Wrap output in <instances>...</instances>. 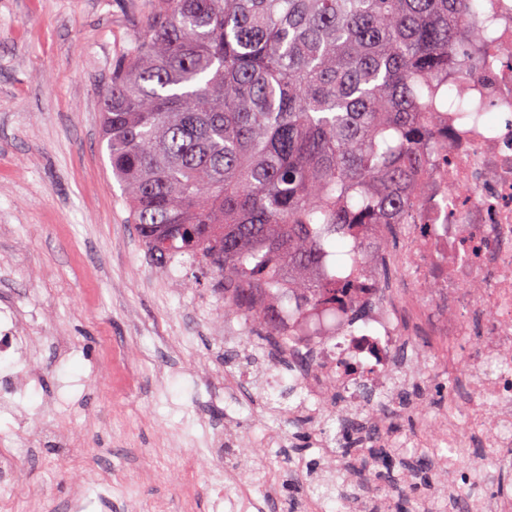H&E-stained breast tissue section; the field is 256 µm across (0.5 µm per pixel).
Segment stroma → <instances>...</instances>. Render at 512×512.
<instances>
[{
	"label": "stroma",
	"mask_w": 512,
	"mask_h": 512,
	"mask_svg": "<svg viewBox=\"0 0 512 512\" xmlns=\"http://www.w3.org/2000/svg\"><path fill=\"white\" fill-rule=\"evenodd\" d=\"M152 0H0V307L42 345L20 411H0V444L25 477L13 512H227L229 473L278 475L270 512H304L324 462L306 419L280 443L277 397L293 382L198 266L157 264L138 240L101 142V101ZM66 336L58 353L51 339ZM248 376L258 411L226 379ZM447 382L407 383L383 407L400 433L405 406L435 409ZM405 452L403 474L371 451L324 486L323 512L375 495L424 499L433 471ZM83 483L87 503L74 502Z\"/></svg>",
	"instance_id": "stroma-1"
}]
</instances>
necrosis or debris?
Wrapping results in <instances>:
<instances>
[{"label": "necrosis or debris", "instance_id": "obj_1", "mask_svg": "<svg viewBox=\"0 0 512 512\" xmlns=\"http://www.w3.org/2000/svg\"><path fill=\"white\" fill-rule=\"evenodd\" d=\"M461 45L471 74L453 90L471 109L434 113L419 148L424 196L401 223L355 225L366 256L337 268L340 301L285 337L282 355L312 406L313 439L331 455L322 426L330 403L344 395L359 413L368 395H391L425 338L429 372L458 383L435 411L409 404L424 429L407 443L429 449L465 512H512V487L493 481L512 473V0H481ZM382 267L400 272L398 286L381 282ZM35 345L12 310H0V347L20 365L11 390L34 381Z\"/></svg>", "mask_w": 512, "mask_h": 512}]
</instances>
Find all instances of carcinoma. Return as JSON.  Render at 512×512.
<instances>
[{
  "label": "carcinoma",
  "instance_id": "obj_1",
  "mask_svg": "<svg viewBox=\"0 0 512 512\" xmlns=\"http://www.w3.org/2000/svg\"><path fill=\"white\" fill-rule=\"evenodd\" d=\"M473 0H155L102 107L141 241L214 275L224 314L279 345L336 299L354 224L420 196L419 141L448 103Z\"/></svg>",
  "mask_w": 512,
  "mask_h": 512
}]
</instances>
